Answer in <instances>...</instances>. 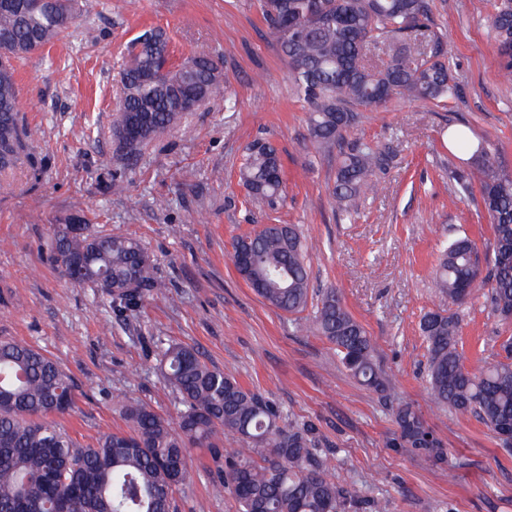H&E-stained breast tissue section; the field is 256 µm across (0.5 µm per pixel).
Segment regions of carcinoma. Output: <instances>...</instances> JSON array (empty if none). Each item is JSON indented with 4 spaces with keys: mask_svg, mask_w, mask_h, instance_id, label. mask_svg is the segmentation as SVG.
<instances>
[{
    "mask_svg": "<svg viewBox=\"0 0 512 512\" xmlns=\"http://www.w3.org/2000/svg\"><path fill=\"white\" fill-rule=\"evenodd\" d=\"M27 7L0 8V37L12 41L0 55V142L10 146L13 162L25 160L30 133L19 119L16 62L57 41L80 17L98 13L101 0H54L49 10L40 0H15ZM262 16L283 53L293 60L289 79L308 104V138L319 153H336L333 195L340 212L355 209L361 195L376 187V172L386 152L360 142L345 144L359 107H380L393 100L426 105L460 93L450 67L451 46L433 29L427 0H261ZM496 45L498 75L512 81V0H499L487 16ZM138 67L123 70L120 117L145 112L150 127L130 141L126 154L157 134L180 125L185 101L207 102L226 92L219 62L194 55L195 68L172 61L169 38L160 29L139 37ZM456 147L470 154L473 171L454 168L458 196L472 194L476 174L484 210L493 233L492 264L472 240L458 236L443 249L432 273L440 304L420 321L429 352V390L434 404L479 418L494 434L512 428V340L502 343L505 356L467 369L458 350L460 321L448 311L481 288L490 286L494 314L512 320V173L494 160L493 145L473 144L467 131L451 129ZM238 178L253 209H273L285 191L275 146L256 139L245 147ZM53 258H86L83 283L119 284L98 294L100 303L121 312L143 291L162 292L150 272L141 243L131 237L73 233L54 228ZM232 262L243 280L264 301L291 315L308 304L310 270L304 245L292 224H265L238 236ZM296 327L325 337L344 368L361 384L384 386L375 362L374 342L346 310L334 291L316 304L310 319ZM159 368L177 393L181 409L172 421L150 404L132 398L115 410L129 431L106 434L82 445L52 420L76 407L73 383L60 363L33 347L0 341V512H171L173 490L190 479L192 448L208 449L219 471L214 488L229 491L239 512H350L353 502L343 485L328 475L327 457L315 453L313 426L285 422L283 412L245 387L233 374L208 365L184 344H157ZM395 420L403 441L413 448L441 443L430 438L418 412L401 405ZM240 443L229 452L224 438Z\"/></svg>",
    "mask_w": 512,
    "mask_h": 512,
    "instance_id": "carcinoma-1",
    "label": "carcinoma"
}]
</instances>
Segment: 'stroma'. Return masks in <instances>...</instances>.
<instances>
[{
  "instance_id": "35a3bbf8",
  "label": "stroma",
  "mask_w": 512,
  "mask_h": 512,
  "mask_svg": "<svg viewBox=\"0 0 512 512\" xmlns=\"http://www.w3.org/2000/svg\"><path fill=\"white\" fill-rule=\"evenodd\" d=\"M105 0L53 46L20 62L23 123L37 129L36 166L0 172V340L23 342L59 361L74 383V413L59 426L83 443L126 431L116 397L149 403L173 418L175 391L156 368L155 340L197 349L296 422L315 424L330 476L354 496L356 512L382 498L389 512H512V447L476 417L435 406L427 388L422 315L436 309L432 271L441 250L465 232L491 254L480 196L455 197L449 166L464 156L449 127L495 147L512 172V83L496 74L485 17L495 0H428L454 47L456 99L403 100L360 111L348 139L389 154L377 193L337 219L334 157L317 154L308 106L288 78L289 64L264 21L259 0ZM167 31L174 58L218 59L228 98L188 113L189 134L171 130L123 155L112 135L122 70L137 39ZM256 138L278 149L286 198L251 211L238 168ZM126 183L112 193L113 179ZM82 211H75V201ZM101 233L143 244L163 296L142 298L122 318L97 305V291L70 283L51 257L53 228L74 216ZM261 224H295L308 247L313 299L336 291L373 339L384 386H361L321 336L297 333L291 316L264 302L237 273L232 241ZM459 349L467 368L496 359L512 322L491 313L485 292L460 307ZM412 405L444 449L403 444L394 412ZM191 480L173 493V512H237L214 495L207 449H192Z\"/></svg>"
}]
</instances>
